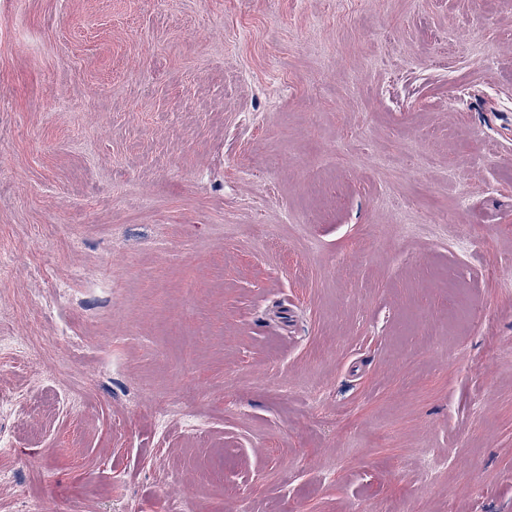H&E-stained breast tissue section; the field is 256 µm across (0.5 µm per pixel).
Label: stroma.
Masks as SVG:
<instances>
[{
  "label": "stroma",
  "instance_id": "stroma-1",
  "mask_svg": "<svg viewBox=\"0 0 512 512\" xmlns=\"http://www.w3.org/2000/svg\"><path fill=\"white\" fill-rule=\"evenodd\" d=\"M47 503L512 512V0H0V512Z\"/></svg>",
  "mask_w": 512,
  "mask_h": 512
}]
</instances>
